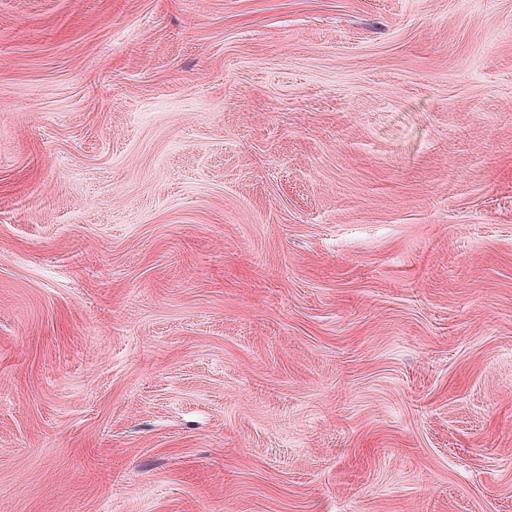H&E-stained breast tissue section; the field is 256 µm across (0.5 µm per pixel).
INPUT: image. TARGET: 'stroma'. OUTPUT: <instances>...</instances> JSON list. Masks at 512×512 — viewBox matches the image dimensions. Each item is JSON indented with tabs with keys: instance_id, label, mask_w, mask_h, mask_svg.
I'll return each instance as SVG.
<instances>
[{
	"instance_id": "stroma-1",
	"label": "stroma",
	"mask_w": 512,
	"mask_h": 512,
	"mask_svg": "<svg viewBox=\"0 0 512 512\" xmlns=\"http://www.w3.org/2000/svg\"><path fill=\"white\" fill-rule=\"evenodd\" d=\"M0 512H512V0H0Z\"/></svg>"
}]
</instances>
